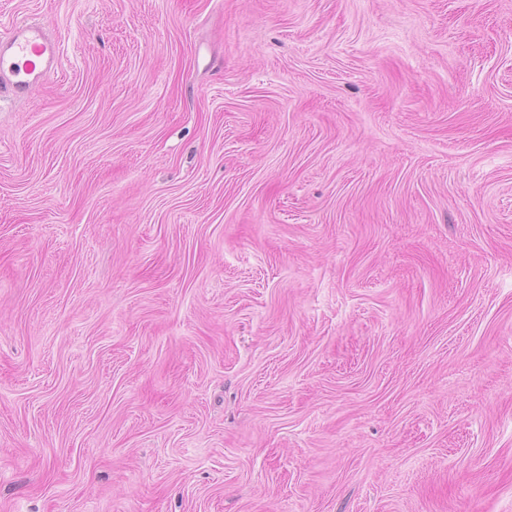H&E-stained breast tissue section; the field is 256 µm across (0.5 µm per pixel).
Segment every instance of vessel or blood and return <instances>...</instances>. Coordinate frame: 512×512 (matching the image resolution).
<instances>
[{"instance_id": "vessel-or-blood-1", "label": "vessel or blood", "mask_w": 512, "mask_h": 512, "mask_svg": "<svg viewBox=\"0 0 512 512\" xmlns=\"http://www.w3.org/2000/svg\"><path fill=\"white\" fill-rule=\"evenodd\" d=\"M60 40L44 20L27 18L12 24L0 38V98L25 99L30 90L55 73Z\"/></svg>"}]
</instances>
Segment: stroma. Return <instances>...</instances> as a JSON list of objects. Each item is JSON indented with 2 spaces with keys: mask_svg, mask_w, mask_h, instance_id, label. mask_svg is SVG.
Listing matches in <instances>:
<instances>
[{
  "mask_svg": "<svg viewBox=\"0 0 512 512\" xmlns=\"http://www.w3.org/2000/svg\"><path fill=\"white\" fill-rule=\"evenodd\" d=\"M0 512H512V0H0ZM60 40L44 20L27 18L12 24L0 38V101L25 99L30 90L55 73Z\"/></svg>",
  "mask_w": 512,
  "mask_h": 512,
  "instance_id": "35a3bbf8",
  "label": "stroma"
}]
</instances>
